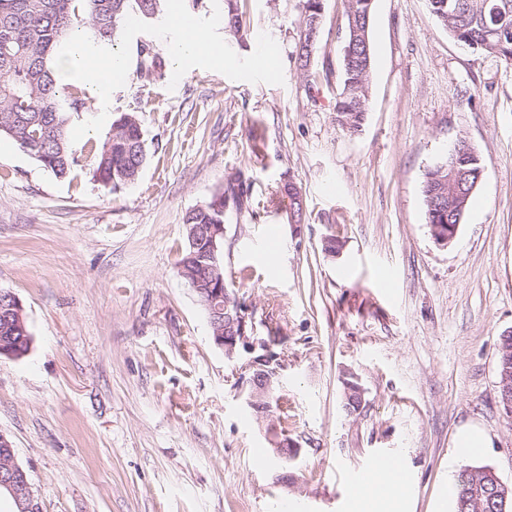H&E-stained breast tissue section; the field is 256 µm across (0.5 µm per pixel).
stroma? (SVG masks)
Listing matches in <instances>:
<instances>
[{
	"label": "stroma",
	"mask_w": 512,
	"mask_h": 512,
	"mask_svg": "<svg viewBox=\"0 0 512 512\" xmlns=\"http://www.w3.org/2000/svg\"><path fill=\"white\" fill-rule=\"evenodd\" d=\"M225 5L176 0L151 19L129 9L113 49L131 67L103 108L70 113L79 164L67 176L0 137V288L34 337L25 358L0 356V433L42 512H267L276 499L298 512H453L447 487L483 465L512 487V420L498 403V344L512 330V65L458 45L427 0H374L369 111L349 134L333 112L344 0H323L307 72L292 57L300 0H239L241 37ZM179 14L207 48L178 62ZM122 112L137 114L147 158L112 193L88 148ZM461 139L484 175L441 247L424 174ZM219 190L224 267L249 269L237 299L280 357L276 392L299 447L287 463L240 395L249 354L214 344L176 267L184 215ZM333 233L342 247L329 254ZM351 372L363 404L350 415ZM468 425L489 445L461 457L453 440ZM383 457L408 472L406 490L353 504L356 473L383 491L371 471Z\"/></svg>",
	"instance_id": "obj_1"
}]
</instances>
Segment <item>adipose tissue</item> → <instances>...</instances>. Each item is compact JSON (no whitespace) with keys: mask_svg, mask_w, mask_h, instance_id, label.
I'll use <instances>...</instances> for the list:
<instances>
[{"mask_svg":"<svg viewBox=\"0 0 512 512\" xmlns=\"http://www.w3.org/2000/svg\"><path fill=\"white\" fill-rule=\"evenodd\" d=\"M57 64L62 71L80 75L90 99L102 100L112 90L115 73L127 70L128 60L121 54L98 57L91 54L80 37H73Z\"/></svg>","mask_w":512,"mask_h":512,"instance_id":"ef3b65f1","label":"adipose tissue"}]
</instances>
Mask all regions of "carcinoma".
<instances>
[{
	"instance_id": "obj_1",
	"label": "carcinoma",
	"mask_w": 512,
	"mask_h": 512,
	"mask_svg": "<svg viewBox=\"0 0 512 512\" xmlns=\"http://www.w3.org/2000/svg\"><path fill=\"white\" fill-rule=\"evenodd\" d=\"M151 19L161 11L163 0H0V135L12 138L46 169L64 177L78 164L67 132V113L86 107L82 88L74 86L62 93L53 62L75 23L86 25L87 41L106 46L123 25L130 3ZM367 0H346V18L359 23L362 39L356 46L342 44V82L333 111L348 123H338L347 132L357 131L365 121L369 101V75L373 42L371 19H359ZM431 12L439 18L451 38L512 64V0H428ZM225 27L240 32L242 13L235 0H227ZM310 44L297 38L294 56L304 70L312 65ZM146 160L143 132L137 116L122 113L112 124V135L97 150L95 180L106 190L116 192L135 181ZM444 176L463 172L465 184L483 177L484 168L477 152L462 159L448 155ZM224 223V192L218 191L184 216L183 224ZM224 255V240H211L204 233L187 242L177 261L180 272L198 277L200 287H209L213 276L212 247ZM11 301L0 297V345L21 359L33 344L26 318L4 308ZM266 403L280 411V430L288 431V399L269 393ZM481 467H465L455 479L454 508L466 489L481 480Z\"/></svg>"
}]
</instances>
